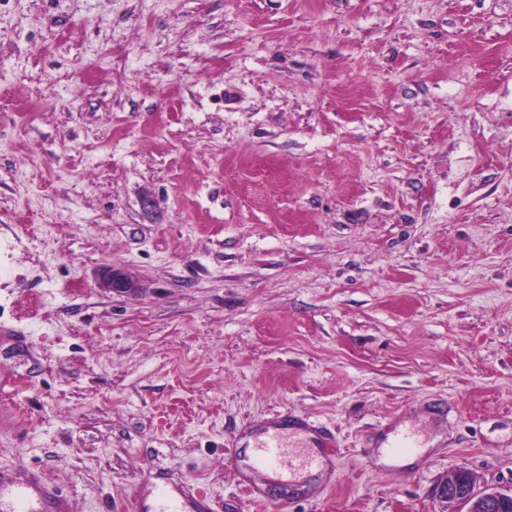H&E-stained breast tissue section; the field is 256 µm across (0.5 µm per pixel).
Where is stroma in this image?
<instances>
[{"mask_svg":"<svg viewBox=\"0 0 512 512\" xmlns=\"http://www.w3.org/2000/svg\"><path fill=\"white\" fill-rule=\"evenodd\" d=\"M284 412L324 474L250 495ZM0 465L68 512L512 489V0H0ZM100 288L109 292L133 293L137 290V283L122 269L106 267L98 280Z\"/></svg>","mask_w":512,"mask_h":512,"instance_id":"35a3bbf8","label":"stroma"}]
</instances>
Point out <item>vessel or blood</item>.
I'll return each instance as SVG.
<instances>
[{
  "label": "vessel or blood",
  "mask_w": 512,
  "mask_h": 512,
  "mask_svg": "<svg viewBox=\"0 0 512 512\" xmlns=\"http://www.w3.org/2000/svg\"><path fill=\"white\" fill-rule=\"evenodd\" d=\"M320 457L312 451H304L299 459H291L283 429L264 431L258 441L248 466L264 472L268 483L285 486L295 470H313L319 467ZM8 504V512H60L62 496L57 489L39 477L23 485L14 484L5 470H0V502Z\"/></svg>",
  "instance_id": "1"
}]
</instances>
